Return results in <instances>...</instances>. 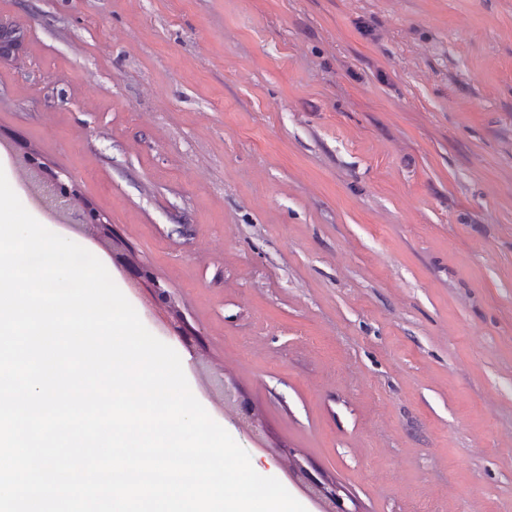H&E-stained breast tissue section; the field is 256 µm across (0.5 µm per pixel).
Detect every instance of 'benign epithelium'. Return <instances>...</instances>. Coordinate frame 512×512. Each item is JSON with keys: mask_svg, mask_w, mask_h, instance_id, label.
Returning a JSON list of instances; mask_svg holds the SVG:
<instances>
[{"mask_svg": "<svg viewBox=\"0 0 512 512\" xmlns=\"http://www.w3.org/2000/svg\"><path fill=\"white\" fill-rule=\"evenodd\" d=\"M16 160L25 164L28 176L34 177L35 196L40 206L62 224H67L101 247L128 276L132 286L151 289L155 299L162 304L171 303V294L154 276L152 269L136 260L124 242L112 231V225L92 204L82 200L75 185L62 177V173L47 168L33 152L16 155ZM224 407L235 414L239 425L252 434L260 433L254 409L240 398L232 383L221 384ZM275 454L288 459L290 476L308 497L319 507L320 512H353L339 494L336 483L314 475L295 457L291 448H277Z\"/></svg>", "mask_w": 512, "mask_h": 512, "instance_id": "benign-epithelium-1", "label": "benign epithelium"}]
</instances>
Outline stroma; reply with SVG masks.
I'll list each match as a JSON object with an SVG mask.
<instances>
[{
    "label": "stroma",
    "instance_id": "1",
    "mask_svg": "<svg viewBox=\"0 0 512 512\" xmlns=\"http://www.w3.org/2000/svg\"><path fill=\"white\" fill-rule=\"evenodd\" d=\"M0 164L67 173L208 414L318 512H512V0H0ZM185 322L196 343L176 335ZM233 383L264 426L240 427ZM274 452L288 459L292 480L319 507L320 512H354L345 505L336 483L314 475L308 467L296 459L292 448H276Z\"/></svg>",
    "mask_w": 512,
    "mask_h": 512
}]
</instances>
